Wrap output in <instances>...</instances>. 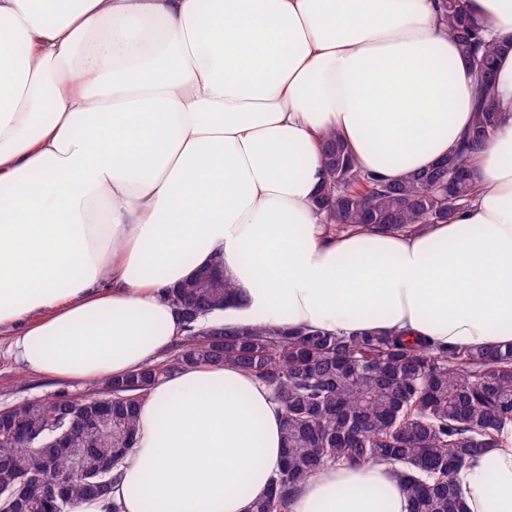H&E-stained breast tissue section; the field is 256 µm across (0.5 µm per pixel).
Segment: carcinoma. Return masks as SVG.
<instances>
[{
	"label": "carcinoma",
	"instance_id": "carcinoma-1",
	"mask_svg": "<svg viewBox=\"0 0 512 512\" xmlns=\"http://www.w3.org/2000/svg\"><path fill=\"white\" fill-rule=\"evenodd\" d=\"M442 19L477 81L474 118L459 149L399 181L357 168L346 143L325 136L324 180L314 201L326 224L403 229L448 219L475 190L468 153L499 123L498 61L505 51L487 40L463 0H443ZM185 335L173 356L106 382L111 407L101 411L92 392L75 412L61 393L20 411L41 427L33 441H12L0 424V507L5 512H69L79 499L108 494L113 472L133 447L138 397L158 379L199 363H233L268 386L283 411L284 455L264 499L251 512H284L299 484L324 467L383 463L412 500L411 512H464L453 475L512 421V343L480 351L436 348L383 330L345 335L305 327L217 326L202 319L233 304L229 280L202 268L168 289ZM70 447L86 448L104 467L77 478ZM26 476L67 484L64 500L49 506L15 498L13 480Z\"/></svg>",
	"mask_w": 512,
	"mask_h": 512
}]
</instances>
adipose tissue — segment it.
I'll return each mask as SVG.
<instances>
[{"instance_id": "ef3b65f1", "label": "adipose tissue", "mask_w": 512, "mask_h": 512, "mask_svg": "<svg viewBox=\"0 0 512 512\" xmlns=\"http://www.w3.org/2000/svg\"><path fill=\"white\" fill-rule=\"evenodd\" d=\"M467 5L512 43V0ZM498 91L468 206L338 234L313 208L326 133L396 181L472 123L439 0H0V339L60 382L138 372L183 335L168 288L219 265L227 324L512 343V50ZM281 454L266 385L187 367L140 399L109 493L72 512H249ZM456 482L466 512H512V422ZM409 509L384 464L324 468L288 503Z\"/></svg>"}]
</instances>
